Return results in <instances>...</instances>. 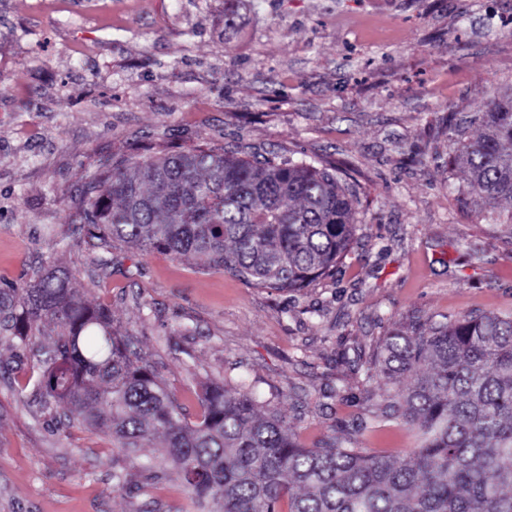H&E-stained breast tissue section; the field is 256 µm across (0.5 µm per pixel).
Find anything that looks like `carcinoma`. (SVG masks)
<instances>
[{
	"label": "carcinoma",
	"instance_id": "cac0c4a2",
	"mask_svg": "<svg viewBox=\"0 0 512 512\" xmlns=\"http://www.w3.org/2000/svg\"><path fill=\"white\" fill-rule=\"evenodd\" d=\"M475 136L448 124L467 193L512 235V94L475 116ZM357 199L336 175L291 159H243L193 147L108 158L73 201L72 223L108 253L194 257L256 287L292 291L327 276L350 249ZM0 330L40 349L41 396L68 420L112 431L117 447L164 438L178 477L204 512H512V316H461L394 332L364 368L372 384L407 376L356 431L400 418L417 436L403 458L297 445L283 417L246 390L203 386L200 412L183 407L110 312L71 275L50 271L0 289Z\"/></svg>",
	"mask_w": 512,
	"mask_h": 512
}]
</instances>
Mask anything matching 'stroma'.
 <instances>
[{
	"label": "stroma",
	"mask_w": 512,
	"mask_h": 512,
	"mask_svg": "<svg viewBox=\"0 0 512 512\" xmlns=\"http://www.w3.org/2000/svg\"><path fill=\"white\" fill-rule=\"evenodd\" d=\"M511 21L512 0H0V288L70 272L189 419L203 383L244 380L300 445L343 439L389 331L512 314V234L446 129L512 91ZM197 145L336 170L359 204L334 276L271 293L123 244L97 264L71 201L100 160ZM38 373L35 345L0 339V512H198L164 448L65 421ZM415 444L399 420L357 437Z\"/></svg>",
	"instance_id": "obj_1"
}]
</instances>
